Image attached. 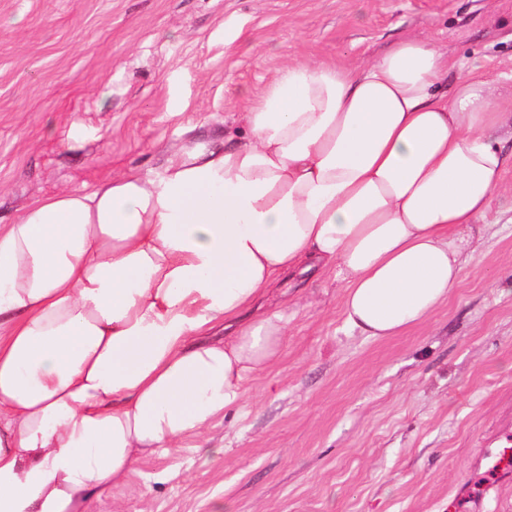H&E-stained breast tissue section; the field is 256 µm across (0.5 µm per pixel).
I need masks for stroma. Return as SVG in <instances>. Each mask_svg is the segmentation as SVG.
<instances>
[{
    "label": "stroma",
    "instance_id": "35a3bbf8",
    "mask_svg": "<svg viewBox=\"0 0 512 512\" xmlns=\"http://www.w3.org/2000/svg\"><path fill=\"white\" fill-rule=\"evenodd\" d=\"M433 42L512 83V0H0V225L189 141H245L252 94L292 61ZM279 359L203 437L141 457L90 512H512V206L495 197L458 288L372 339L333 273L303 274Z\"/></svg>",
    "mask_w": 512,
    "mask_h": 512
}]
</instances>
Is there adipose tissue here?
<instances>
[{
  "mask_svg": "<svg viewBox=\"0 0 512 512\" xmlns=\"http://www.w3.org/2000/svg\"><path fill=\"white\" fill-rule=\"evenodd\" d=\"M403 39L278 69L246 143L60 191L0 225V512H89L141 456L202 435L278 358L282 279L329 269L345 323L393 336L464 280L512 157V86Z\"/></svg>",
  "mask_w": 512,
  "mask_h": 512,
  "instance_id": "1",
  "label": "adipose tissue"
}]
</instances>
